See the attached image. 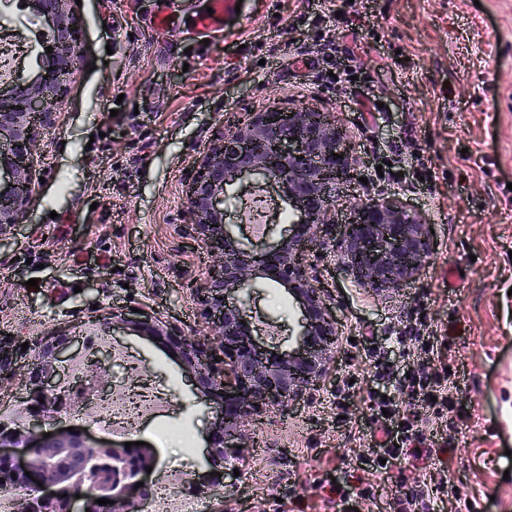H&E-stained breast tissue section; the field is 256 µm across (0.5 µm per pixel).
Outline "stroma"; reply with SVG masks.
I'll return each instance as SVG.
<instances>
[{
    "label": "stroma",
    "mask_w": 512,
    "mask_h": 512,
    "mask_svg": "<svg viewBox=\"0 0 512 512\" xmlns=\"http://www.w3.org/2000/svg\"><path fill=\"white\" fill-rule=\"evenodd\" d=\"M25 0H0V33L27 43L5 86L29 80L50 37ZM158 0L73 5L80 63L41 134L26 222L0 241V339L14 348L0 415L26 417L27 368L52 337L100 321L93 367L104 380L172 391L168 410L114 443L150 444L160 466L194 472L217 415L176 357L113 309L136 308L208 336L190 294L206 276L185 223L182 182L230 112L331 113L355 159L336 205L388 201L430 224L432 251L396 293L358 286L335 261L317 271L333 294L340 347L322 391L271 413L242 481L200 496L204 512H512V0H244L233 35L196 32L208 0H182L175 34L156 33ZM343 64L355 81L338 87ZM254 179L229 186L225 217L260 251L290 225L274 185L261 228L241 221ZM37 279L30 287L29 279ZM260 341L287 351L300 332L288 292L257 283L246 305ZM426 370L449 398L416 403L422 441L387 469L372 463V406L410 401Z\"/></svg>",
    "instance_id": "35a3bbf8"
}]
</instances>
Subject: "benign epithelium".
<instances>
[{"label": "benign epithelium", "instance_id": "obj_1", "mask_svg": "<svg viewBox=\"0 0 512 512\" xmlns=\"http://www.w3.org/2000/svg\"><path fill=\"white\" fill-rule=\"evenodd\" d=\"M69 2L26 0L49 25L53 52L41 55L29 81L0 93V235L26 216L40 131L53 123L77 65L76 18ZM343 140L329 114L309 108L245 112L226 125L184 184L190 222L173 227L178 237L198 242L206 253L207 278L192 295L213 337L194 339L158 317L134 320L127 312H112V319L157 339L177 356L194 374L204 402L218 406L205 471L195 480L209 493L222 491L224 479L234 477L238 446L257 447L254 429L264 417L314 397L336 356L339 336L331 296L321 286L311 253L338 260L359 285L381 292L397 291L416 278L431 253L428 225L390 203L357 205L336 233L330 215L354 164ZM336 154L341 158L334 159ZM255 173L276 185L294 216L288 237L260 253L246 249L224 224L226 188ZM260 280L283 286L299 305L303 331L297 349L282 353L263 347L250 325L241 324L246 319L243 293ZM28 380L24 424L0 429V481L19 477L32 491L27 509L38 512H86L88 483L96 489L94 499L111 500L94 504L96 512H143V493L151 483L147 469L155 466L151 452L93 440L82 430L58 428L44 437L47 411L39 397L59 384L43 365L29 371ZM46 447L91 449L94 458L79 467L55 468L41 463L39 449Z\"/></svg>", "mask_w": 512, "mask_h": 512}]
</instances>
